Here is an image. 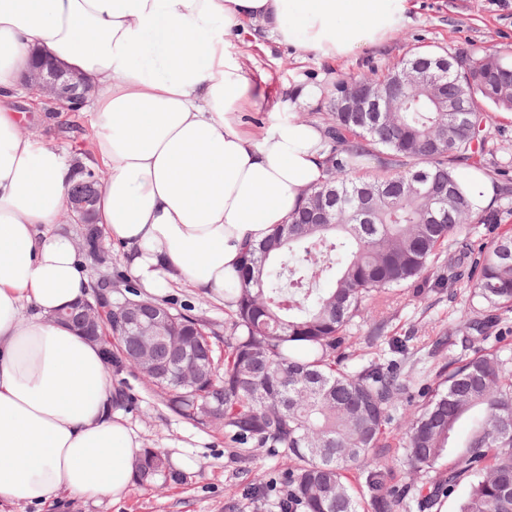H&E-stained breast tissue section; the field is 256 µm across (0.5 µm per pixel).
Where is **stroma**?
Instances as JSON below:
<instances>
[{
    "instance_id": "35a3bbf8",
    "label": "stroma",
    "mask_w": 512,
    "mask_h": 512,
    "mask_svg": "<svg viewBox=\"0 0 512 512\" xmlns=\"http://www.w3.org/2000/svg\"><path fill=\"white\" fill-rule=\"evenodd\" d=\"M493 49L512 58V0H412L408 16L399 24L392 39L381 46L364 48L335 62L279 43L261 22H246L231 53L243 54L254 91L275 101L292 93L313 88L317 95L297 111L298 119L320 120L325 98L332 84L349 74L381 70L402 56L434 51L452 56L466 50L480 53ZM26 119L24 135L44 140L69 155L86 156L92 150L90 117L69 112L55 124H48L46 104L16 102ZM177 308L192 310L210 323L216 358L224 356V304L196 290L169 282L156 293ZM474 301L465 284L443 291H432L425 298L403 297L393 306L379 309L375 320L385 324V337L373 340L372 321L355 320L350 328L351 351L357 362H388L391 358L387 337L414 332V349L405 364L413 381L409 401L399 402L395 421H403L408 402L419 401L423 384L449 358L471 356L474 344L456 345L453 350L436 349V337L450 335L459 328L461 311ZM112 383L126 399L120 408L127 425L138 435L143 447L159 448L179 459L188 476L186 483L146 490L131 486L120 497L82 496L62 493L42 506L13 505L7 512H279L278 502L285 486L286 467L270 448H253L242 453L224 437L219 425H197L170 412L158 389L137 373H113ZM386 459L392 469L391 485L402 496L400 512H419L417 500L425 476H410L401 464L399 448H389ZM267 483L265 495H255V481Z\"/></svg>"
}]
</instances>
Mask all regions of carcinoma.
Segmentation results:
<instances>
[{
  "instance_id": "obj_1",
  "label": "carcinoma",
  "mask_w": 512,
  "mask_h": 512,
  "mask_svg": "<svg viewBox=\"0 0 512 512\" xmlns=\"http://www.w3.org/2000/svg\"><path fill=\"white\" fill-rule=\"evenodd\" d=\"M405 61L377 75L341 79L328 93L324 128V178L286 224L246 249L238 284L224 289V360L218 368L206 322L155 298L142 312L164 308L171 321L154 345L155 363L140 362L136 336H119L122 362L141 369L162 390L166 407L198 424L215 420L238 448H276L287 466L280 512H399L390 486L386 449L402 448L413 475L428 474L448 452L457 423L482 409L465 450L425 496L431 504L471 485L460 512H512V362L480 349L435 373L424 400L393 428L392 411L409 388L395 363L347 364L342 348L354 319L398 302L405 290H444L461 281L486 305L461 313V324L490 339L494 313L512 311V237L475 249L471 230L489 224L494 212H475L457 170L484 166L490 113L512 111V61L497 52L468 56L454 73L435 74L448 100L466 101L454 118L435 110L423 91L394 90L392 76ZM373 81L396 97V110L368 127L357 112L338 110L340 88ZM423 172L431 191L407 189ZM99 173L80 171L71 192L94 191ZM336 194V223L316 224L311 197ZM452 219L425 222L437 200ZM448 274H435L441 268ZM413 334L393 336L390 350L407 359ZM187 347L209 362L199 369L178 359ZM187 474L159 448H146L136 468L144 488L181 484Z\"/></svg>"
}]
</instances>
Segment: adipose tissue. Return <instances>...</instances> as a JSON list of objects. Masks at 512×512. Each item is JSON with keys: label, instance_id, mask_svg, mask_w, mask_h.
<instances>
[{"label": "adipose tissue", "instance_id": "adipose-tissue-1", "mask_svg": "<svg viewBox=\"0 0 512 512\" xmlns=\"http://www.w3.org/2000/svg\"><path fill=\"white\" fill-rule=\"evenodd\" d=\"M410 0H0V505L120 496L141 444L113 409L102 348L53 321L91 286L58 223L80 171L23 136L13 107L34 54L94 86V220L144 288L172 278L223 296L324 172L323 132L275 102L246 130L251 85L228 47L245 22L333 62L385 43Z\"/></svg>", "mask_w": 512, "mask_h": 512}]
</instances>
